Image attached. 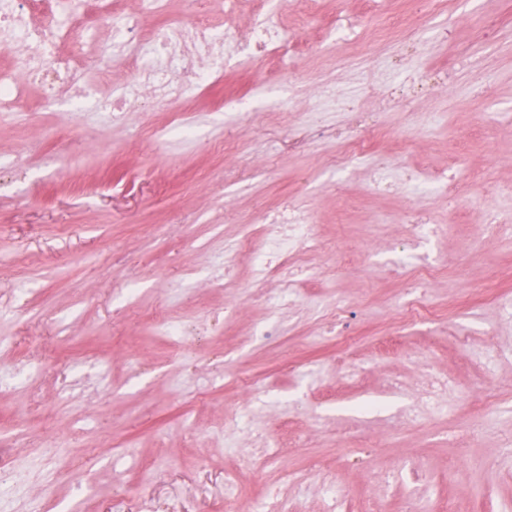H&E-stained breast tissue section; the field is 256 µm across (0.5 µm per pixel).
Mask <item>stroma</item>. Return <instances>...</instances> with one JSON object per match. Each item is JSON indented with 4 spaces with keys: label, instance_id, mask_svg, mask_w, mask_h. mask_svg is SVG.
<instances>
[{
    "label": "stroma",
    "instance_id": "35a3bbf8",
    "mask_svg": "<svg viewBox=\"0 0 512 512\" xmlns=\"http://www.w3.org/2000/svg\"><path fill=\"white\" fill-rule=\"evenodd\" d=\"M280 9L289 25L309 14L296 37L312 54L274 81L258 61L190 94V137L156 139L175 122L169 104L119 121L41 105L0 119V338L15 361L38 366L34 387L0 389V488L30 469L28 500L45 512H110L116 498L128 512H225L224 474L250 443L229 455L213 431L245 410L280 443L281 467L335 470L352 512L415 510L404 488L387 494L368 468L337 466L339 449L366 440L382 471L422 458L449 512H512L503 450L512 438V235L483 222L490 205L512 214V0H445L416 53H404L402 25L367 59L339 68L321 62L323 29L381 10L406 15L407 0H280ZM426 71L439 72V84L410 94ZM322 85L357 92L334 124L360 133L367 114L383 113L374 157L396 159L406 174L475 171L481 181L455 201L400 187L378 194L369 167L325 166L335 144L289 150L286 131L304 129ZM242 95L255 96L259 112L225 118V99ZM408 129L416 143L406 150ZM288 197L312 211L336 254L299 255L319 270L310 298L261 336L266 307L251 292L249 258L232 288L217 281L215 261L244 218ZM415 207L439 225L434 246L447 263L428 295L433 316L410 321L403 277L389 263L413 232L405 214ZM338 299L350 308L340 336L314 313ZM152 314L194 333L174 345ZM94 361V384L67 395L62 375ZM432 372L456 383L448 413L393 435ZM488 386L495 418L482 439L458 447L452 437L483 414ZM51 435L68 447L32 464ZM241 484L248 496L279 485L289 512H326L312 479L298 490L273 469Z\"/></svg>",
    "mask_w": 512,
    "mask_h": 512
}]
</instances>
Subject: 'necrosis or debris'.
<instances>
[{
	"label": "necrosis or debris",
	"mask_w": 512,
	"mask_h": 512,
	"mask_svg": "<svg viewBox=\"0 0 512 512\" xmlns=\"http://www.w3.org/2000/svg\"><path fill=\"white\" fill-rule=\"evenodd\" d=\"M46 10L43 0H0V113L16 111L24 102L67 104L82 111L93 92L94 79L108 80L114 69L133 76L126 93L109 103L113 118L148 108L142 85H151L175 99L186 91H206L223 73L243 61L260 59L268 65L298 59L297 41L278 20L274 0H265L252 18L251 35L239 39L226 21L237 0H225L216 14L195 22L171 8V0H142V12L130 15L117 9L115 0H55ZM111 39L96 43L100 27ZM393 31L390 17L371 16L362 31L330 30L326 49L343 44L349 57L368 54L375 38ZM250 250L252 285L258 288L269 316L296 301L304 291L307 271L297 264L302 252H326L315 231L313 214L291 202L282 210L264 213L260 220L244 222L234 240L224 244V285L234 284L237 261ZM276 288H268V281ZM248 438L256 447L249 468L274 463L276 445L254 426L248 413L225 419L226 447Z\"/></svg>",
	"instance_id": "obj_1"
}]
</instances>
